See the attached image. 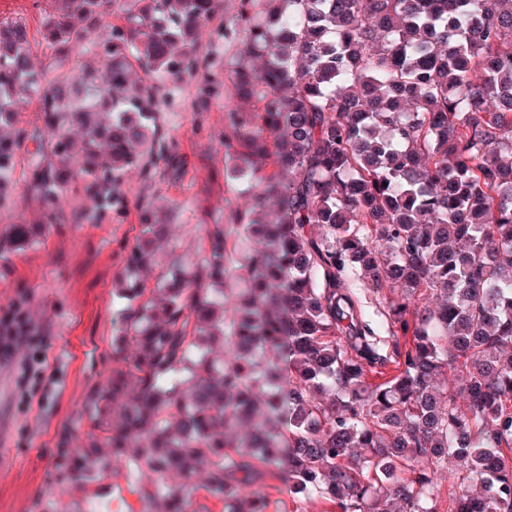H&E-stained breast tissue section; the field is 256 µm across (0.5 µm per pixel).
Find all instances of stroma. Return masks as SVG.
Instances as JSON below:
<instances>
[{"label": "stroma", "mask_w": 512, "mask_h": 512, "mask_svg": "<svg viewBox=\"0 0 512 512\" xmlns=\"http://www.w3.org/2000/svg\"><path fill=\"white\" fill-rule=\"evenodd\" d=\"M194 80H185L179 101L165 108L162 122L168 138L186 161L179 180H145L131 171L123 190L129 207L122 214H93L78 199L66 200L54 223H45L39 205L29 198L27 157L36 142L49 141L43 121L32 106H20L18 125L31 134L24 144L14 178L16 196L0 205V234L14 224L41 227L18 251L0 258V318L19 312L41 333L48 348L54 382L35 386L23 377L20 360L0 364V448L7 457L0 470V512H28L39 496L52 512H93L99 499L112 502V512H143L131 487L135 482L123 463H116L111 487L94 491L54 483V459L60 442L83 447L92 431L84 404L91 391L104 385L114 365L112 343L122 328L124 305L119 288L122 247L132 246L139 232L135 203L149 196L156 218L170 234L159 245L161 267L189 261L198 252L205 224L244 208L248 195L227 184L224 150L225 110L247 109L225 86L223 102L195 112Z\"/></svg>", "instance_id": "35a3bbf8"}]
</instances>
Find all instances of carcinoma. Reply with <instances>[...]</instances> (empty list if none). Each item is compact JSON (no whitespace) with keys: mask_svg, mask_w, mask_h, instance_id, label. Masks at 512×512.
Wrapping results in <instances>:
<instances>
[{"mask_svg":"<svg viewBox=\"0 0 512 512\" xmlns=\"http://www.w3.org/2000/svg\"><path fill=\"white\" fill-rule=\"evenodd\" d=\"M58 2L40 21L53 56L80 45L108 66L37 68L26 20L0 19L1 202L22 99L52 135L29 158L50 223L74 180L67 126L91 207L120 209L129 171L183 168L159 103L187 78L195 111L224 100L226 44L254 103L225 111L220 146L226 181L263 191L151 288L165 225L136 203L117 367L87 410L89 447L152 473L145 512H199L200 492L267 512L268 478L331 512H439L438 470L449 512H512V0H240L215 27L224 0ZM108 14L123 25L98 40ZM269 197L283 220L256 218ZM30 234L12 225L0 257ZM54 469L112 480L65 444Z\"/></svg>","mask_w":512,"mask_h":512,"instance_id":"1","label":"carcinoma"}]
</instances>
